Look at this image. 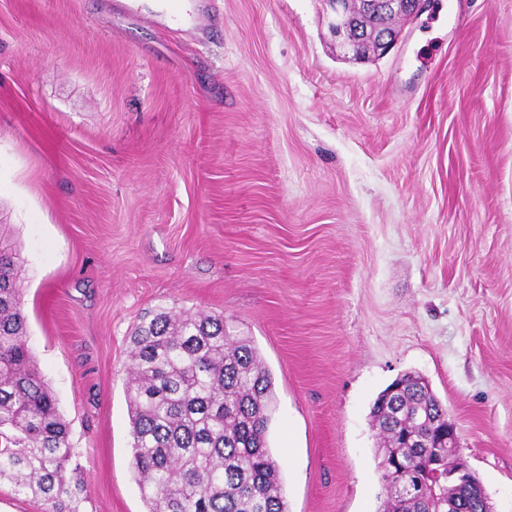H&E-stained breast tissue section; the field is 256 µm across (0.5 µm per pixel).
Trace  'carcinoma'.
Instances as JSON below:
<instances>
[{
  "label": "carcinoma",
  "mask_w": 512,
  "mask_h": 512,
  "mask_svg": "<svg viewBox=\"0 0 512 512\" xmlns=\"http://www.w3.org/2000/svg\"><path fill=\"white\" fill-rule=\"evenodd\" d=\"M353 14L361 28L392 19ZM26 262L0 224V481L46 512H79L81 470L57 399L27 343L21 283ZM132 468L148 512H288L280 467L267 444L272 378L247 336L222 314L161 307L132 334ZM372 425L386 499L382 512H450L452 460L438 448L448 409L420 375L407 373L375 400ZM437 472L427 498H407L412 473Z\"/></svg>",
  "instance_id": "1"
}]
</instances>
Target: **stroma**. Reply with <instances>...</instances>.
<instances>
[{
	"instance_id": "1",
	"label": "stroma",
	"mask_w": 512,
	"mask_h": 512,
	"mask_svg": "<svg viewBox=\"0 0 512 512\" xmlns=\"http://www.w3.org/2000/svg\"><path fill=\"white\" fill-rule=\"evenodd\" d=\"M0 0V224L80 512H148L131 334L223 315L273 380L288 512H377L370 408L424 377L512 512V0H433L342 59L326 0Z\"/></svg>"
}]
</instances>
